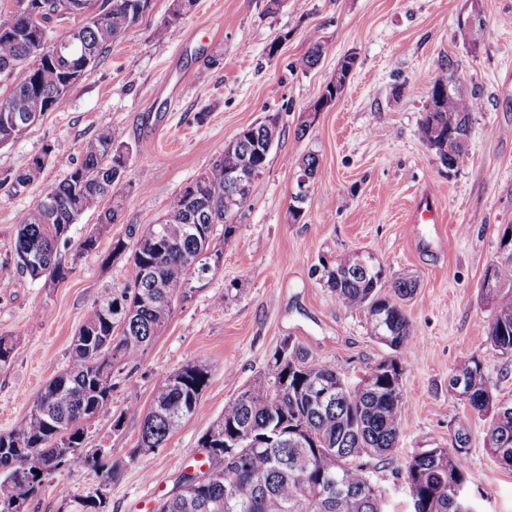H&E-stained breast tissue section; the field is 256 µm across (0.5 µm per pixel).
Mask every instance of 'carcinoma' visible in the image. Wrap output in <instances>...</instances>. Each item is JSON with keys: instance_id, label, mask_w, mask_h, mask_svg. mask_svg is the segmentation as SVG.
I'll use <instances>...</instances> for the list:
<instances>
[{"instance_id": "1", "label": "carcinoma", "mask_w": 512, "mask_h": 512, "mask_svg": "<svg viewBox=\"0 0 512 512\" xmlns=\"http://www.w3.org/2000/svg\"><path fill=\"white\" fill-rule=\"evenodd\" d=\"M43 8L44 26L27 31L26 21L13 15L0 21V78L8 93L0 98V145L22 135L12 116L53 111L60 103L47 73L62 87L74 85L96 66L151 0H31ZM106 10L104 26H74L56 34V23L77 17L73 4ZM194 0H173L155 36L177 34ZM73 41L72 52L50 56L58 41ZM305 67L319 61L322 44L309 36ZM434 104L422 121V134L439 154L448 172L467 155L471 113L480 110L475 96L462 93L455 71L446 67L433 78ZM265 137L263 124L249 126L195 181L169 202L167 213L190 216L199 231L179 238L152 219L135 229V244H112L111 255L128 254L133 282L115 285L100 295L74 336L67 368L36 396L25 419L0 434V512H24L44 481L59 466L81 459L88 426L112 413V371L137 359L143 347L172 316L175 304L193 293V282L207 278L221 259L212 246L215 226L229 240L236 225L224 222L228 211L245 202L227 189L225 174L244 160L265 168L268 153L255 154L254 141ZM131 144L105 129L81 146L79 164L49 188L32 208L17 218L13 260L30 279H62L59 248L67 244L70 226L86 212H97L103 224L116 221ZM41 167L18 174H0V188L17 194L33 183ZM326 284L337 302L359 310L371 320L372 333L391 356L371 367L361 382L347 385L336 367L313 360L307 351L284 341L272 354L266 371L234 399L223 416L201 437L205 448H235L232 477L219 475L203 487L188 486L189 473L178 479L182 491L162 499L155 512H382L381 496L371 483L368 460L382 459L396 447L408 401L402 383L404 356L414 342L413 327L401 301L411 297V279L386 280L372 255L358 251L336 257L324 267ZM492 304L487 340L503 354H512V249L501 253L483 280ZM456 372L464 378L460 400L489 421V448L500 466L512 462V400L498 398L480 358L473 355ZM211 374L203 366L185 364L159 383L145 415L133 454L164 446L193 413ZM328 391L323 405L311 407V396ZM251 443L237 444L241 433ZM470 435L455 426L448 445L429 448L406 465L413 512H456L452 490L467 483Z\"/></svg>"}]
</instances>
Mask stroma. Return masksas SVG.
<instances>
[{"label": "stroma", "mask_w": 512, "mask_h": 512, "mask_svg": "<svg viewBox=\"0 0 512 512\" xmlns=\"http://www.w3.org/2000/svg\"><path fill=\"white\" fill-rule=\"evenodd\" d=\"M171 4L152 0L54 111L0 146V174L23 171L47 145L63 146L24 192L0 190V336L15 344L11 365L0 371V433L15 428L66 368L94 301L132 281L127 258L111 255L113 242L161 216L243 128L271 115L280 135L234 218V236L214 233L218 268L178 302L136 361L112 372V414L89 422L84 452L103 450L118 464L117 476L107 481L86 462H68L25 512H84L82 499L98 491L103 512H147L153 487L165 497L173 493L225 403L264 373L283 341L358 384L390 351L371 335L364 315L339 305L325 283L324 262L345 251L372 254L388 280L417 281L404 303L418 339L403 376L410 409L396 448L369 473L383 512H411L406 463L446 445L465 412L448 387L455 369L478 356L500 395L512 398V355L487 339L493 309L481 290L498 257L499 232L512 225V0H282L273 12L268 0H196L178 39L160 42L154 31ZM475 6L483 26L467 39L457 22ZM313 32L323 53L303 68ZM277 38L282 44L272 58L267 48ZM213 55L220 63L200 82ZM348 57L354 65L342 95L309 118L308 108ZM450 60L464 92L482 103L472 115L466 161L453 174L421 132L430 81ZM105 128L138 147L120 215L103 228L97 213L82 215L63 250L73 264L69 275L31 280L11 258L17 216L79 163L82 144ZM310 153L318 172L293 223L288 209ZM143 174L148 184L136 188ZM426 208L435 211V223L418 220ZM96 227L98 249L77 255ZM188 363L208 368L211 385L164 447L133 455L159 382ZM487 428L471 422L466 489L478 512H512V470L491 458Z\"/></svg>", "instance_id": "35a3bbf8"}]
</instances>
